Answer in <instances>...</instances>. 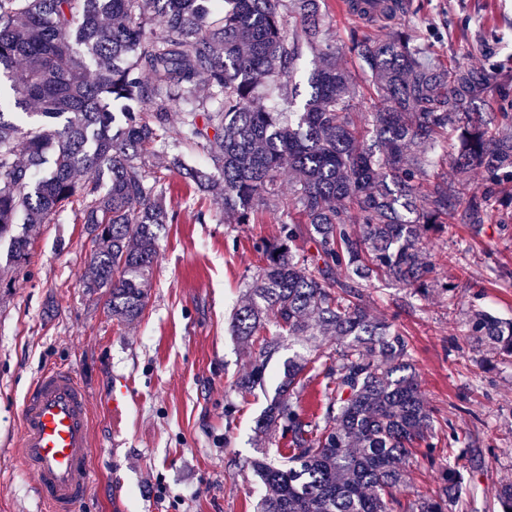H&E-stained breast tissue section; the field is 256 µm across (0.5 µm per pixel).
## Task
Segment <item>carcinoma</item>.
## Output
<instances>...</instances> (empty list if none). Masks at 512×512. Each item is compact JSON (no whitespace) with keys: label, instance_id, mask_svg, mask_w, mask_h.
Segmentation results:
<instances>
[{"label":"carcinoma","instance_id":"cac0c4a2","mask_svg":"<svg viewBox=\"0 0 512 512\" xmlns=\"http://www.w3.org/2000/svg\"><path fill=\"white\" fill-rule=\"evenodd\" d=\"M231 2L223 12L218 0H0V240L10 239L18 271L31 245L13 235L18 217L46 224L77 205L92 242L86 287L105 289L112 317L132 322L146 307L159 230L176 219L150 158L181 170L177 148L202 151L209 169L189 174L219 191L218 210L236 224L255 223L290 175L297 214L256 242L265 267L231 326L247 343L271 312L299 344L257 421L259 435L289 442L280 464L248 462L265 487L257 512H449L463 488L450 464L436 496L399 498L412 456L435 464V411L408 337L370 313L365 291L394 284L416 300L451 292L422 240L451 224L477 235L491 213L512 223V113L497 111L512 73L436 66L408 27L355 34L349 58L383 101L359 119L320 0ZM347 2L373 22L406 0ZM306 55L309 98L298 112L275 111L259 86L280 88ZM443 138L446 173L426 152ZM474 170L486 182L479 195L468 191ZM326 336L336 337L332 355ZM463 336L475 362L489 350L512 363V320L477 310ZM276 351L265 343L236 388H264ZM318 362L324 400L310 417L298 397ZM466 439L448 425V446L474 462ZM488 510L512 512L511 481Z\"/></svg>","mask_w":512,"mask_h":512}]
</instances>
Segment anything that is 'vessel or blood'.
Returning a JSON list of instances; mask_svg holds the SVG:
<instances>
[{"label": "vessel or blood", "instance_id": "1", "mask_svg": "<svg viewBox=\"0 0 512 512\" xmlns=\"http://www.w3.org/2000/svg\"><path fill=\"white\" fill-rule=\"evenodd\" d=\"M90 400L69 369H44L20 408L19 454L45 512H77L95 487Z\"/></svg>", "mask_w": 512, "mask_h": 512}]
</instances>
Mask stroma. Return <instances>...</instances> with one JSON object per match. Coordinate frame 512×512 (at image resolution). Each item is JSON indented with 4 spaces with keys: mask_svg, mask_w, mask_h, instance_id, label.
Returning <instances> with one entry per match:
<instances>
[{
    "mask_svg": "<svg viewBox=\"0 0 512 512\" xmlns=\"http://www.w3.org/2000/svg\"><path fill=\"white\" fill-rule=\"evenodd\" d=\"M392 24L413 29L438 63L455 60L488 73L512 72V0H412ZM166 202L175 214L158 241L149 299L139 322L113 319L83 273L89 239L74 209L40 225L28 263L0 287V512H39L34 479L17 442L20 407L35 378L56 365L74 371L92 399L90 463L93 495L80 512H256L265 488L248 460H279L288 442H261L256 421L275 394L294 341L274 319L261 338L279 346L266 387L238 392L259 345L231 332L247 285L264 264L255 242L275 235L285 211H260L256 223L213 217L214 196L185 173H168ZM205 212V223L196 215ZM425 252L447 295L405 311L400 288L369 291L366 304L413 344L421 389L439 422L469 434L480 461L472 468L481 495L512 480V365L473 376V353L462 338L460 312L477 307L512 319V225L497 219L479 235L454 225ZM461 264L445 262L448 253ZM132 388L121 416L107 400L113 378ZM233 403V418L224 406Z\"/></svg>",
    "mask_w": 512,
    "mask_h": 512,
    "instance_id": "stroma-1",
    "label": "stroma"
}]
</instances>
